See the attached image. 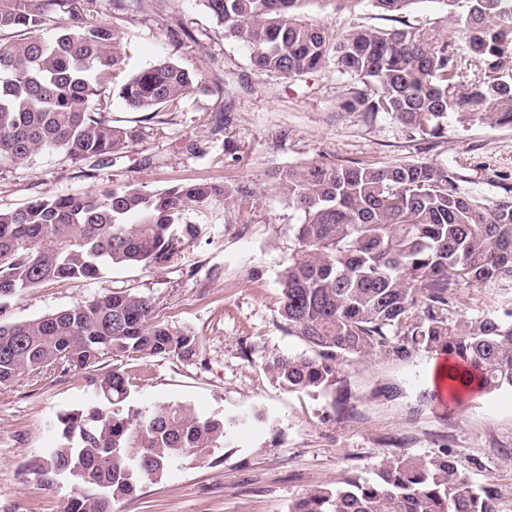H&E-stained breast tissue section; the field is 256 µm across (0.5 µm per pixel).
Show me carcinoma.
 Segmentation results:
<instances>
[{
	"label": "carcinoma",
	"instance_id": "carcinoma-1",
	"mask_svg": "<svg viewBox=\"0 0 512 512\" xmlns=\"http://www.w3.org/2000/svg\"><path fill=\"white\" fill-rule=\"evenodd\" d=\"M71 0H0V166L46 150L75 160L117 154L136 131L91 107L110 80L134 112L175 107L194 77L170 61L127 74L117 32ZM311 0H205L224 29L250 49L253 66L286 77L334 64L349 88L342 108L388 115L423 141L448 124L512 128V0H439L441 27L404 20L418 0H370L395 22L340 35L304 19ZM67 11L44 36L50 14ZM272 190L300 211L295 246L280 273L281 316L312 354L274 355L265 368L284 388L338 380V362L379 349L423 350L456 362L452 382L512 390V296L469 321L453 319L457 288L512 280V198L484 205L445 165L309 164L272 174ZM249 183L187 182L147 192L133 185L40 197L0 210V299L57 280H93L123 265L162 268L199 238L217 206L245 212ZM192 331L157 318L151 299L128 290L74 307L0 323V390L25 375L93 373L97 403L63 412L60 435L30 463L48 487L70 489L66 512L112 504L179 459L204 462L224 447L234 417L186 405L130 401L128 372L100 370L105 356L176 357L194 363ZM291 512H497L494 490L460 471L448 453L392 456L376 479L349 478L301 497Z\"/></svg>",
	"mask_w": 512,
	"mask_h": 512
}]
</instances>
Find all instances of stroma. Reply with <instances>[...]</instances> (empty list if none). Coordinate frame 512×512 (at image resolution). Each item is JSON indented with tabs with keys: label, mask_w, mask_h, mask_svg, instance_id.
Wrapping results in <instances>:
<instances>
[{
	"label": "stroma",
	"mask_w": 512,
	"mask_h": 512,
	"mask_svg": "<svg viewBox=\"0 0 512 512\" xmlns=\"http://www.w3.org/2000/svg\"><path fill=\"white\" fill-rule=\"evenodd\" d=\"M73 7L118 31L127 70L169 60L199 84L180 109L152 116L127 110L115 88L103 86L94 110L134 128L136 141L95 162L47 151L0 168V210L113 184L154 191L246 181L257 189L249 215L216 208L208 234L168 267L117 266L91 282L51 281L0 301L1 322L23 321L129 288L151 298L159 319L199 337L197 364L119 359L135 378L132 399L188 404L239 424L212 459L175 462L161 480L142 482L116 501L113 512H290L316 487L373 477L392 455L443 451L473 481L494 488L499 512H512V391L449 390L437 376L441 355L422 351L347 357L338 383L308 392L283 389L264 368L272 355L309 350L281 316L279 288L294 248L291 227L302 214L269 191L270 171L311 163L447 164L489 205L512 188V128L451 124L426 143L389 116L341 111L344 87L334 71L286 79L255 69L248 47L225 38L203 0H152L146 10L74 0ZM305 13L332 33L383 22L369 0L342 7L312 0ZM510 292L505 280L461 286L454 317L494 309ZM94 400L88 379L71 373L26 377L0 391L1 507L65 512L69 489L44 486L27 464L54 441L59 413Z\"/></svg>",
	"instance_id": "1"
}]
</instances>
